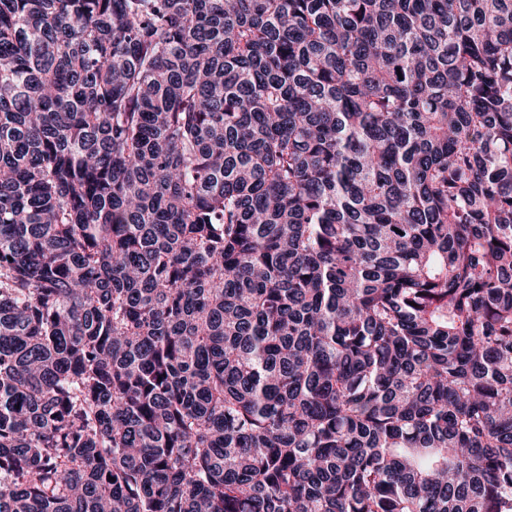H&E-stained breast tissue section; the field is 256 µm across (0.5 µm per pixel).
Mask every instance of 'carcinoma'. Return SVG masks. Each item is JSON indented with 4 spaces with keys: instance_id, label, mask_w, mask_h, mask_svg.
<instances>
[{
    "instance_id": "cac0c4a2",
    "label": "carcinoma",
    "mask_w": 512,
    "mask_h": 512,
    "mask_svg": "<svg viewBox=\"0 0 512 512\" xmlns=\"http://www.w3.org/2000/svg\"><path fill=\"white\" fill-rule=\"evenodd\" d=\"M0 512H512V0H0Z\"/></svg>"
}]
</instances>
